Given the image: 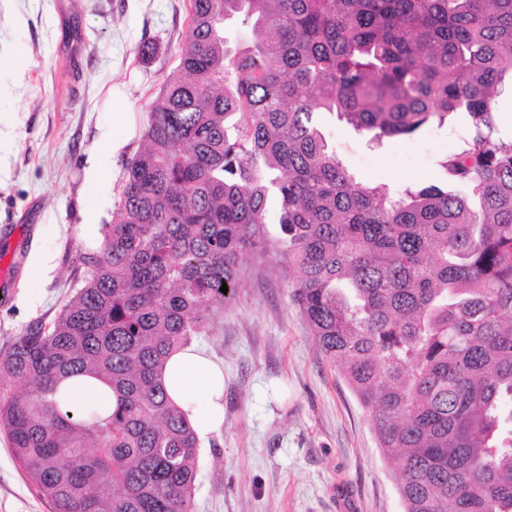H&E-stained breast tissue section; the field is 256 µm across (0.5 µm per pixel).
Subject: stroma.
I'll return each instance as SVG.
<instances>
[{
  "mask_svg": "<svg viewBox=\"0 0 512 512\" xmlns=\"http://www.w3.org/2000/svg\"><path fill=\"white\" fill-rule=\"evenodd\" d=\"M188 0H0V347L51 321L91 250L86 210L109 221L145 105L176 72ZM323 132L364 183H441L440 159L469 135L465 117L369 145L335 119ZM109 181L90 178L111 141ZM50 256L40 271L38 254ZM245 281L199 345L224 364V429L200 449L194 512H403L369 412L291 302L277 254L245 261ZM0 512H50L0 434Z\"/></svg>",
  "mask_w": 512,
  "mask_h": 512,
  "instance_id": "obj_1",
  "label": "stroma"
}]
</instances>
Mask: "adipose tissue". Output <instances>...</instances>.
Instances as JSON below:
<instances>
[{"label": "adipose tissue", "mask_w": 512, "mask_h": 512, "mask_svg": "<svg viewBox=\"0 0 512 512\" xmlns=\"http://www.w3.org/2000/svg\"><path fill=\"white\" fill-rule=\"evenodd\" d=\"M67 396L61 400L63 412L82 416L86 407L100 405L113 409L111 390L94 379L74 376L64 381ZM168 396L186 413L201 445L224 428V367L197 343H190L170 358L163 375Z\"/></svg>", "instance_id": "1"}]
</instances>
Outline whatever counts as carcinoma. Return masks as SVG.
Listing matches in <instances>:
<instances>
[{
	"label": "carcinoma",
	"instance_id": "obj_1",
	"mask_svg": "<svg viewBox=\"0 0 512 512\" xmlns=\"http://www.w3.org/2000/svg\"><path fill=\"white\" fill-rule=\"evenodd\" d=\"M509 90L512 0H189L86 275L0 349V432L51 512H194L199 443L163 373L274 245L404 512H512ZM461 114L443 187L364 184L322 130L380 144ZM77 375L115 410L64 413Z\"/></svg>",
	"mask_w": 512,
	"mask_h": 512
}]
</instances>
